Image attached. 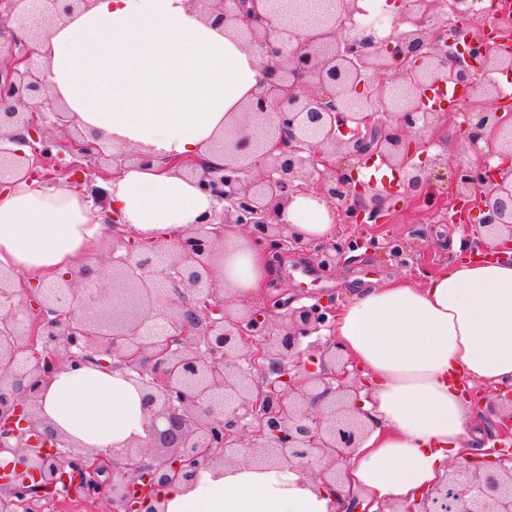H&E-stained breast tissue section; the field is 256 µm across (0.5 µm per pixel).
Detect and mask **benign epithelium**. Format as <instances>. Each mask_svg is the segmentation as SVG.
Here are the masks:
<instances>
[{"label": "benign epithelium", "instance_id": "7a95c632", "mask_svg": "<svg viewBox=\"0 0 512 512\" xmlns=\"http://www.w3.org/2000/svg\"><path fill=\"white\" fill-rule=\"evenodd\" d=\"M28 0H0V20L22 26ZM295 0H190L202 16L222 22L244 44L261 48L265 74L259 91L238 113L242 134L218 138L211 151L223 163L190 157L174 161L197 177L214 201L213 215L190 229L163 264L162 247L123 231L112 217V280L91 293L88 264L72 268L35 295L14 286L0 269V454L14 461L0 469V512H51L70 499L112 504V512H162L152 492L190 482L199 470L251 456L263 463L298 465L326 488L343 477L336 464L371 432L352 362L331 331L336 307L264 291L252 300L224 295V245L232 231L281 258L313 246L324 271L365 245L401 261L404 244L392 236L367 240L344 224H379L386 193L357 179L378 158L402 174L403 195L436 198L438 175L415 162L437 145L438 112L421 105L422 92L454 84L466 91L462 133L472 146L491 131L495 150L474 161L445 165L457 202L476 209L473 246L487 251L512 243V118L499 105L493 75L512 73V56L491 52L485 38L457 22L426 24L443 11L461 14V0H400L410 27L386 39L375 29L353 39L359 0H327L326 13L305 24L287 15ZM92 0H40L60 18ZM43 32L10 42L0 66V184L25 170L49 184L66 172L96 186L139 151H112L78 130L50 91L49 68L37 61ZM403 98L387 110L386 90ZM30 98L38 105L21 111ZM504 163L494 167L489 159ZM297 196L326 202L336 231L312 245L282 222ZM105 365L135 373L150 421L149 438L132 444L116 462L66 442L32 411L45 382L61 369ZM499 418L496 458L481 473L448 474L425 493L423 512H512V406L490 405Z\"/></svg>", "mask_w": 512, "mask_h": 512}]
</instances>
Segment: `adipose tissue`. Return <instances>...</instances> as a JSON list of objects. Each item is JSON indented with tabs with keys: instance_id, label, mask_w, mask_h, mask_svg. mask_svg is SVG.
Wrapping results in <instances>:
<instances>
[{
	"instance_id": "obj_1",
	"label": "adipose tissue",
	"mask_w": 512,
	"mask_h": 512,
	"mask_svg": "<svg viewBox=\"0 0 512 512\" xmlns=\"http://www.w3.org/2000/svg\"><path fill=\"white\" fill-rule=\"evenodd\" d=\"M29 25L47 32L49 83L78 127L150 161L105 183V209L69 186L13 176L0 187V268L44 287L77 261L94 260L111 238L113 213L173 248L212 202L194 177L167 164L208 154L217 136L239 135L231 117L263 78L258 47L204 19L188 0H94L53 24L36 9ZM283 220L308 241L335 229L324 203L311 197H296ZM273 274L248 237L228 239L224 286L232 295L257 297ZM332 334L372 380L365 408L377 423L344 463L336 489L299 467L240 460L162 488L165 512H344L355 498L370 512H419L449 462L483 470L486 452L456 379L512 382V253L463 256L422 282L393 277L362 286L338 311ZM33 411L71 443L115 461L149 435L143 393L119 370H64Z\"/></svg>"
}]
</instances>
